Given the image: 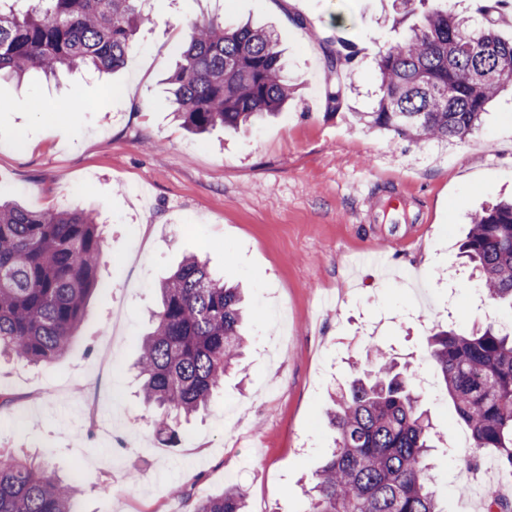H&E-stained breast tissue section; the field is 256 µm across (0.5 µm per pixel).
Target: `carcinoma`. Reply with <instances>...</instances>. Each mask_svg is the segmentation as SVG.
I'll use <instances>...</instances> for the list:
<instances>
[{"label":"carcinoma","instance_id":"carcinoma-1","mask_svg":"<svg viewBox=\"0 0 512 512\" xmlns=\"http://www.w3.org/2000/svg\"><path fill=\"white\" fill-rule=\"evenodd\" d=\"M145 0H0V80L52 75L86 66L116 72L145 21ZM497 6L485 25L442 8L375 66L378 100L357 120L410 141L462 138L488 104L512 86V40L497 32ZM350 46L324 47L329 75L353 71ZM176 118L193 134L238 129L279 112L294 95L278 36L218 19L193 25L171 77ZM98 214L84 208L34 211L0 203V354L31 364L62 356L100 286L105 241ZM464 253L489 300L512 307V201L471 216ZM154 326L136 363L143 403L159 435L174 444L182 419L209 410L224 375L241 356L247 310L241 289L185 257L160 286ZM429 358L470 432L473 453L493 448L512 477V327L453 328L428 337ZM369 369L336 393L328 414L333 446L303 490L302 512H445L428 457L434 425L422 390L386 354H368ZM237 486L200 501L193 512H245ZM0 512H78L76 489L42 464L0 451Z\"/></svg>","mask_w":512,"mask_h":512}]
</instances>
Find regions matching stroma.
Returning a JSON list of instances; mask_svg holds the SVG:
<instances>
[{
	"mask_svg": "<svg viewBox=\"0 0 512 512\" xmlns=\"http://www.w3.org/2000/svg\"><path fill=\"white\" fill-rule=\"evenodd\" d=\"M483 6L420 0L407 14L397 0H146L119 71L0 81V198L95 208L106 237L103 290L65 353L47 365L0 362V390L13 398L0 408V448L73 482L81 512H191L231 484L248 512H301L333 442L331 395L376 343L430 382L423 407L442 445L431 455L442 506L484 512L456 491L467 468L454 439L467 428L430 368L427 338L438 324L468 333L512 322L460 253L468 214L512 196V94L450 141L412 142L353 118L373 106L380 46L436 7L483 26ZM211 16L280 34L296 93L278 115L195 136L174 119L165 80L190 25ZM326 37L358 55L335 113ZM76 99L91 111H68ZM393 195L404 210H387ZM189 254L244 288L253 322L243 374L229 375L172 445L155 432L132 365L160 279ZM106 350L117 369L102 373ZM92 395L111 435L90 441ZM241 403L243 426L225 430V410Z\"/></svg>",
	"mask_w": 512,
	"mask_h": 512,
	"instance_id": "obj_1",
	"label": "stroma"
}]
</instances>
